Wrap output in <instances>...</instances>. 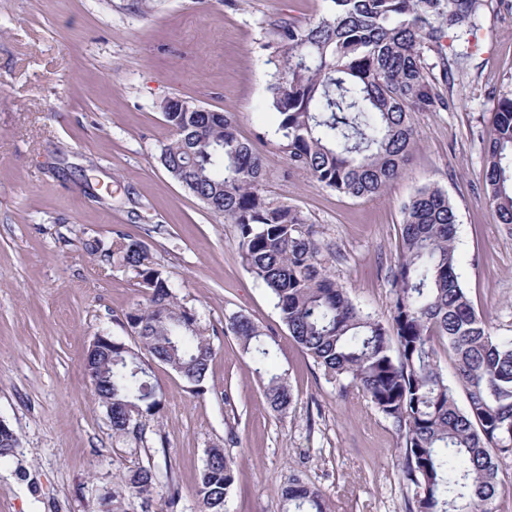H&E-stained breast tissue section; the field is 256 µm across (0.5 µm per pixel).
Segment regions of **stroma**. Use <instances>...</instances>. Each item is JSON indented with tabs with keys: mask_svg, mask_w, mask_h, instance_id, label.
Segmentation results:
<instances>
[{
	"mask_svg": "<svg viewBox=\"0 0 512 512\" xmlns=\"http://www.w3.org/2000/svg\"><path fill=\"white\" fill-rule=\"evenodd\" d=\"M330 0H0V420L19 444L0 460V512H103L102 496L154 471L150 505L202 512L195 491L208 449L236 462L228 512H282L293 478L332 512H407L398 434L361 391L328 380L291 338L267 288L241 262L237 228L165 169L173 132L162 106L193 101L231 114L266 161L264 192L303 213L324 263L358 306L390 315L402 208L435 185L457 215L463 286L494 334L512 336V228L484 200L483 151L493 93L512 92V0H493L453 111L413 116L417 146L379 197L318 185L277 148L268 84L276 27L304 25ZM143 242L216 355L201 387L151 364L161 408L118 434L84 370L108 335L137 347L122 322L144 303L134 272L100 252ZM100 252H92V245ZM242 314L272 336L295 401L266 404L224 321Z\"/></svg>",
	"mask_w": 512,
	"mask_h": 512,
	"instance_id": "35a3bbf8",
	"label": "stroma"
}]
</instances>
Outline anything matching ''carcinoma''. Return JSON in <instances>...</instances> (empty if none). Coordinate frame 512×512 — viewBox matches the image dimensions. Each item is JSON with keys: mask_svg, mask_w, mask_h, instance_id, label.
Returning a JSON list of instances; mask_svg holds the SVG:
<instances>
[{"mask_svg": "<svg viewBox=\"0 0 512 512\" xmlns=\"http://www.w3.org/2000/svg\"><path fill=\"white\" fill-rule=\"evenodd\" d=\"M330 2L305 26L277 25L281 60L268 91L278 148L325 187L380 196L402 175L416 144L412 114L455 109L448 88L472 57L470 36L488 0ZM448 38L459 46L450 59L443 53ZM165 119L175 137L162 148L163 166L237 226L241 261L272 294L293 340L328 379L361 390L401 435L399 476L412 491L409 512H494L502 491L499 458L512 453V337L493 334L461 284L457 217L447 193L422 187L404 208L387 323L356 305L327 273L323 247L301 212L267 200L264 161L238 136L230 115L167 112ZM493 126L482 191L498 223L511 226L512 93L497 98ZM117 254L148 290L147 303L125 315L140 351L114 339L117 363L91 347L84 365L99 401L112 405L113 430L128 434L161 405L142 355L198 387L216 348L195 313L175 301L141 242H123ZM224 332L236 337L269 408L288 414L294 393L267 334L241 314ZM440 345L452 352L454 384L439 367ZM235 480L233 458L209 449L196 491L204 512H226ZM155 484L154 472L140 468L125 492L145 497ZM281 495L293 512H330L322 491L299 479Z\"/></svg>", "mask_w": 512, "mask_h": 512, "instance_id": "carcinoma-1", "label": "carcinoma"}]
</instances>
